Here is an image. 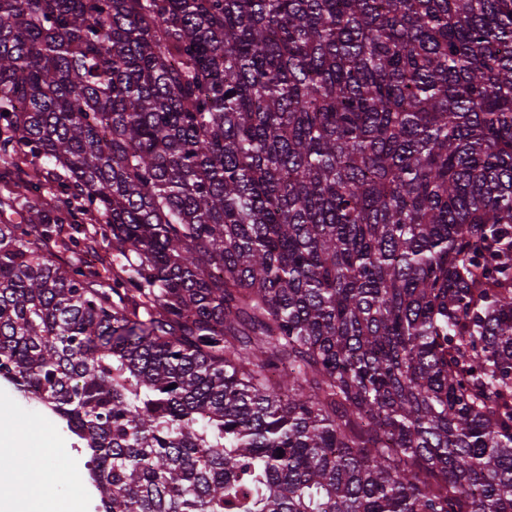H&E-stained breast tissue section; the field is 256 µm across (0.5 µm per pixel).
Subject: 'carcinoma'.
Masks as SVG:
<instances>
[{"mask_svg": "<svg viewBox=\"0 0 512 512\" xmlns=\"http://www.w3.org/2000/svg\"><path fill=\"white\" fill-rule=\"evenodd\" d=\"M22 156L0 381L98 512H512V0H0Z\"/></svg>", "mask_w": 512, "mask_h": 512, "instance_id": "obj_1", "label": "carcinoma"}]
</instances>
